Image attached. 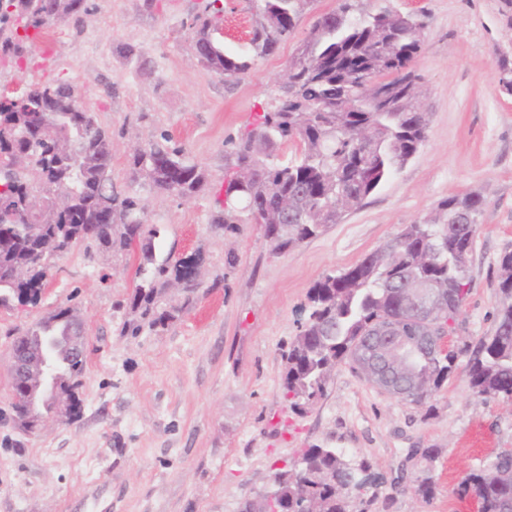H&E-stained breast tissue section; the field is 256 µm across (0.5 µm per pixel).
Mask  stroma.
Wrapping results in <instances>:
<instances>
[{
	"label": "stroma",
	"instance_id": "35a3bbf8",
	"mask_svg": "<svg viewBox=\"0 0 512 512\" xmlns=\"http://www.w3.org/2000/svg\"><path fill=\"white\" fill-rule=\"evenodd\" d=\"M222 48L247 51V0H223ZM337 0H314L294 34L237 78L199 58L191 28L201 0H84L45 27L48 45L25 39L0 58V97L30 82H69L112 138V182L138 197L157 224L156 255L203 257L195 301L162 331L120 335L133 319L137 253L77 248L54 260L37 307H0V512H240L302 450L340 449L384 484L365 512H472L455 490L501 448H512V401L473 396L467 361L425 403L382 393L337 365L325 397L295 413L283 395L284 353L308 292L376 250L404 225L435 215L454 195L480 197L470 293L455 345L492 335L501 294L499 259L512 251V15L502 0H359L423 22L426 138L359 208L316 238L273 252L263 225L213 227L225 150L278 92L298 41ZM168 135L207 177L184 198L132 174V157ZM84 321L89 342L76 423L48 420L29 435L11 420L9 329L57 307ZM436 448L432 464L412 457ZM429 469L432 497L414 493Z\"/></svg>",
	"mask_w": 512,
	"mask_h": 512
}]
</instances>
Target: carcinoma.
Instances as JSON below:
<instances>
[{"mask_svg": "<svg viewBox=\"0 0 512 512\" xmlns=\"http://www.w3.org/2000/svg\"><path fill=\"white\" fill-rule=\"evenodd\" d=\"M314 0H248L254 17L249 40L252 55H227L216 44L208 23L195 30L196 51L207 66L227 78L246 73L252 57L274 53L293 35ZM14 11L7 12L8 7ZM57 0H0V53L19 52L17 29H42L56 15ZM422 24L387 7L363 12L356 0H339L321 14L292 55L288 84L255 118L252 129L231 142L224 181L216 191L220 207L215 227L233 232L240 213L265 225L273 250L282 253L318 236L343 213L360 206L393 171L418 151L426 137V113L420 96L422 77L416 61L422 50ZM42 113L39 128L15 124L10 105L16 99ZM169 136L134 154L133 172L142 173L160 192L192 196L206 185L202 168L170 147ZM299 145V155L282 160V145ZM29 157L0 191V307L27 301L44 287L53 268L42 247L57 239L63 252L77 247L123 248L129 238L142 242L131 308L138 319L123 323V335L143 328L165 329L193 301L197 283L189 279L184 259H157L155 224L145 222L136 197L112 191V140L88 112L70 83L26 85L17 98L0 100V154ZM251 173L249 189L237 183V171ZM291 200L287 215L282 198ZM480 198L455 195L444 200L435 217L406 225L400 233L340 274H328L310 289L300 332L284 355L283 394L303 413L327 393L332 370L345 362L370 385H376L362 363L371 332L389 321L413 337L419 325L404 310L408 291L432 285L446 296L449 308L436 319L457 321L469 294L468 267L473 255ZM501 301L494 333L473 351L454 347L430 357L397 350L418 381L410 401L430 399L455 373L460 357L469 355L468 386L480 399L512 401V251L499 260ZM188 279L183 302L163 301L170 280ZM74 309L60 307L41 317L12 340V345L39 347L46 336H64ZM56 380L73 389L74 418L82 400L75 382L83 377L85 359L64 348H48ZM13 407L50 410L42 397L25 395L21 385ZM278 512H303L297 497L302 486L320 512H351L355 493L377 486L367 462L354 464L336 448H306L285 470L274 473ZM416 494H435L432 476L414 480ZM458 492L477 503L476 512H512V448L471 470Z\"/></svg>", "mask_w": 512, "mask_h": 512, "instance_id": "obj_1", "label": "carcinoma"}]
</instances>
